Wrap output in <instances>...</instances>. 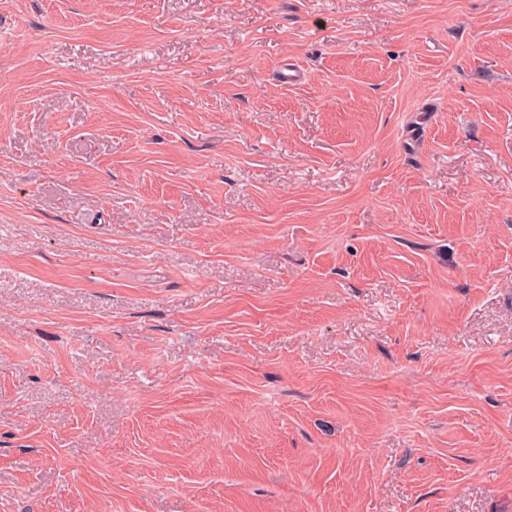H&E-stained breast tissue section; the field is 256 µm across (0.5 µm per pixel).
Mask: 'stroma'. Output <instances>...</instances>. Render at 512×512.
I'll return each instance as SVG.
<instances>
[{
  "label": "stroma",
  "mask_w": 512,
  "mask_h": 512,
  "mask_svg": "<svg viewBox=\"0 0 512 512\" xmlns=\"http://www.w3.org/2000/svg\"><path fill=\"white\" fill-rule=\"evenodd\" d=\"M0 512H512V0H0Z\"/></svg>",
  "instance_id": "35a3bbf8"
}]
</instances>
